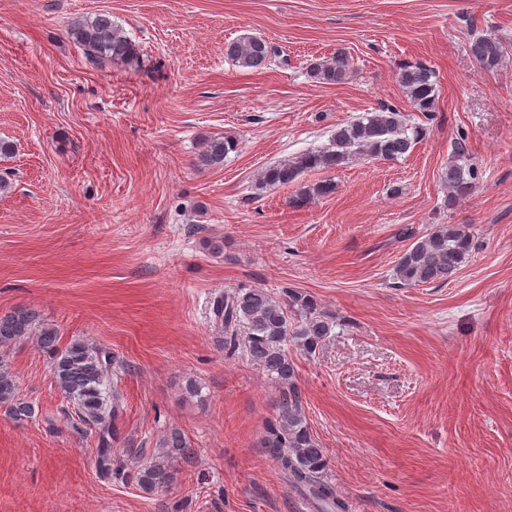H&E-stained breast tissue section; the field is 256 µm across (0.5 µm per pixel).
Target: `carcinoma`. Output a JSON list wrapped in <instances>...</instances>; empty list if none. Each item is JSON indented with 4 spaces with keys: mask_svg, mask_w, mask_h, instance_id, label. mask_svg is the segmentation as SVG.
<instances>
[{
    "mask_svg": "<svg viewBox=\"0 0 512 512\" xmlns=\"http://www.w3.org/2000/svg\"><path fill=\"white\" fill-rule=\"evenodd\" d=\"M71 37L82 46L87 62L98 66L106 62L140 65V50L123 28L112 21L109 13H98L74 23ZM470 52L479 69L493 71L502 63L505 47L500 38L485 34L474 38ZM274 53L266 39L247 35L226 45L225 54L238 66L250 70L263 68ZM352 71V58L340 48L328 59L308 66L309 77L321 84H338ZM398 82L414 109L428 113L436 108L437 88L429 69L421 64H405L398 72ZM425 135L421 127H408L402 113L383 106L366 112L336 128L331 146L308 150L263 169L260 183L276 187L296 186L289 203L305 206L312 200L335 190L330 182H303V175L318 169L339 168L357 155L395 160L406 155ZM238 149V142L225 137L206 141L199 163L206 167L220 166L224 158ZM467 137L454 141L453 160L448 162L442 182L448 189L447 207L473 194L477 188V171L465 163L468 155ZM473 248V237L462 224H438L417 238L400 256L396 266L397 279L404 285L416 286L444 282L467 262ZM288 301H279L262 288H249L216 298L213 302L217 333L224 334V349L235 352L244 347L249 359L260 367L277 386L281 399L274 421L267 428L262 447L275 461L295 491L310 496L317 512H344L336 489L323 479L324 449L318 446L302 412L296 386L297 367L288 353V343L314 352L330 335L332 323L310 296L286 292ZM300 316V324L292 326L288 310ZM37 337L39 346L52 359L55 385L75 406L80 421L98 435L99 463L105 470L112 465L111 441L116 431L119 406L110 395L112 354L100 347H90L74 340L59 347L58 329L40 325L30 309L19 308L0 315V348ZM12 374L0 364V408L15 419L29 418L31 404L21 401ZM161 446L170 454L189 457L193 449L178 431L170 432ZM166 465L155 463L137 472L140 486L152 490L169 481Z\"/></svg>",
    "mask_w": 512,
    "mask_h": 512,
    "instance_id": "1",
    "label": "carcinoma"
}]
</instances>
